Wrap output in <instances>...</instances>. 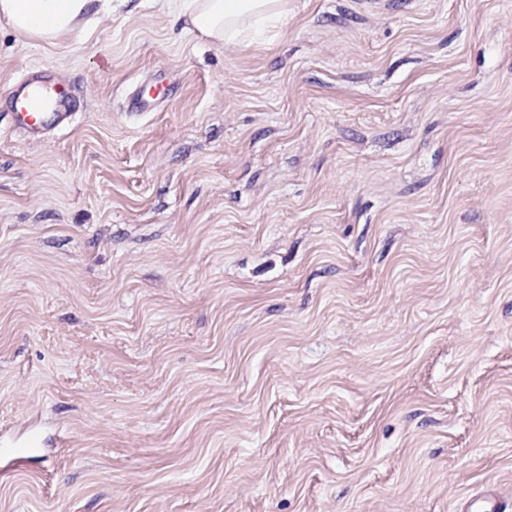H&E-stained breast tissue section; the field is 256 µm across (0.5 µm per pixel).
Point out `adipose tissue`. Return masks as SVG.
Here are the masks:
<instances>
[{
    "instance_id": "adipose-tissue-1",
    "label": "adipose tissue",
    "mask_w": 512,
    "mask_h": 512,
    "mask_svg": "<svg viewBox=\"0 0 512 512\" xmlns=\"http://www.w3.org/2000/svg\"><path fill=\"white\" fill-rule=\"evenodd\" d=\"M90 0H0V18L19 35L44 42L69 34L76 17ZM196 31L212 40L250 43L254 31L235 29L236 20L250 17L255 24L274 26L288 14V0H179Z\"/></svg>"
}]
</instances>
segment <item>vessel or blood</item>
Returning <instances> with one entry per match:
<instances>
[{"label": "vessel or blood", "instance_id": "vessel-or-blood-1", "mask_svg": "<svg viewBox=\"0 0 512 512\" xmlns=\"http://www.w3.org/2000/svg\"><path fill=\"white\" fill-rule=\"evenodd\" d=\"M176 94L175 85L166 79L154 78L148 86L137 87L127 95L126 109L132 113L150 112ZM83 109L80 86L45 66L27 68L0 94V112L8 114L16 129L31 139L66 127ZM41 444V438L34 436L21 447L0 450V456L8 458L13 466H22Z\"/></svg>", "mask_w": 512, "mask_h": 512}]
</instances>
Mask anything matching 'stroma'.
I'll return each instance as SVG.
<instances>
[{"label":"stroma","instance_id":"35a3bbf8","mask_svg":"<svg viewBox=\"0 0 512 512\" xmlns=\"http://www.w3.org/2000/svg\"><path fill=\"white\" fill-rule=\"evenodd\" d=\"M32 65L85 109L0 114V512H512V0H93ZM180 10L188 14L195 30L203 36L223 41L250 44L258 32L235 29L236 20L251 17L254 24L275 26L288 14V0H178ZM150 86L147 92V87ZM177 87L163 78H153L147 86L139 85L126 96V112H151L164 101L176 96ZM43 441L39 436H32L25 444L18 448H1V457L8 458L13 466H23L29 459V454Z\"/></svg>","mask_w":512,"mask_h":512}]
</instances>
